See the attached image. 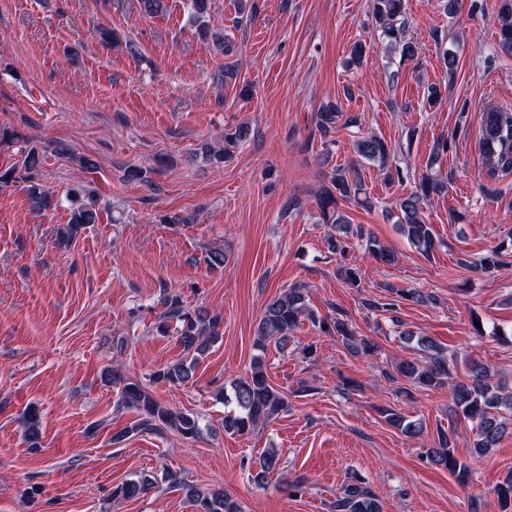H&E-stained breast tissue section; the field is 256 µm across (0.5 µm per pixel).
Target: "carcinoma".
Here are the masks:
<instances>
[{
	"label": "carcinoma",
	"mask_w": 512,
	"mask_h": 512,
	"mask_svg": "<svg viewBox=\"0 0 512 512\" xmlns=\"http://www.w3.org/2000/svg\"><path fill=\"white\" fill-rule=\"evenodd\" d=\"M405 0H372V12L381 33L392 45L400 48L403 59H412L416 55L413 43L402 40V28L397 21L403 16ZM499 21L498 49L512 56V0H499L497 10ZM342 113L337 105L329 103L317 113V128L327 135L336 128ZM479 147L484 159L485 177L496 181L512 176V114L497 108L483 111L480 123ZM450 141L436 142L429 164L428 173L421 175L414 189L398 201L400 222L408 241L419 251L428 254L434 247V232L431 225L422 218V208L430 198L445 191L446 182L430 173L441 156L448 152ZM358 155L367 161L378 163L385 169L386 180L390 183L403 181V171L392 165L391 147L384 139L375 135H366L356 143ZM43 162L37 147H31L22 160L26 173L24 179L33 178ZM362 190L358 172L336 168L330 177V185L325 187L318 197V207L323 215V223L331 225L336 234L331 236L329 246L332 250L345 253L349 248L347 227L343 217L336 212L338 199L356 200ZM28 198L36 211H46L52 206L51 193L34 184L28 188ZM74 211L71 221L62 231L61 238L71 243L87 224L97 223L98 201L92 197L74 199ZM366 250L379 263L390 265L394 254L380 245L372 237L365 238ZM503 250L499 247L489 250L478 263L479 270L494 275L502 266ZM160 304L164 310L158 316L157 329L162 334L170 332L178 336L183 351L191 356L181 358L153 373V378L171 386H180L193 378L196 368V356L204 353L209 345L222 335L223 321L220 316L210 314L203 308L189 309L181 295L175 291H163ZM309 320L320 326L328 336H339L346 348L355 355H369L375 346L366 339H357L349 323L340 318L327 321L315 317L310 309L307 294L302 288H289L274 297L264 308L261 319L255 329L254 346L264 351L274 342L285 346L290 335L302 321ZM407 344H415L423 354V359H402L395 363L394 371L412 386L436 387L450 382V398L455 415L470 421L475 429V439L471 452L483 455L495 447L506 434H512V419L503 415L512 414V392L503 390V386L493 381V372L489 365L479 360L466 364L463 379L452 377L456 369V358L427 336H416L410 331L400 335ZM112 385L120 386V402L134 408L141 419L130 428L114 435L116 443L123 441L130 433L159 431L164 427L175 429L183 438H199L202 428L197 418L186 413H175L162 406L145 388L129 382L118 372H112ZM224 405L229 411L224 413V431L243 434L260 424H264L288 410V397L276 389L268 379L262 357L253 358L250 371L234 380L230 391L224 394ZM386 421L406 436L416 437L422 432V425L416 420L394 410L386 413ZM21 426L30 448H38L41 439V413L38 407L31 406L21 416ZM454 435L440 429L437 431L435 446L426 450L430 461L448 470L456 481L468 484L469 467L454 454ZM280 456L274 450H267L258 458L257 473L253 476L256 484H263L279 468ZM165 479L171 488L185 491V498L194 507V512H241V505L222 490L198 488L182 482L174 474H166ZM154 482L144 476L126 480L112 489V497L134 499L144 496ZM498 506L503 512L512 508V474L505 477L494 489ZM336 512H382L377 497L366 487L353 483L346 485L334 504Z\"/></svg>",
	"instance_id": "carcinoma-1"
}]
</instances>
